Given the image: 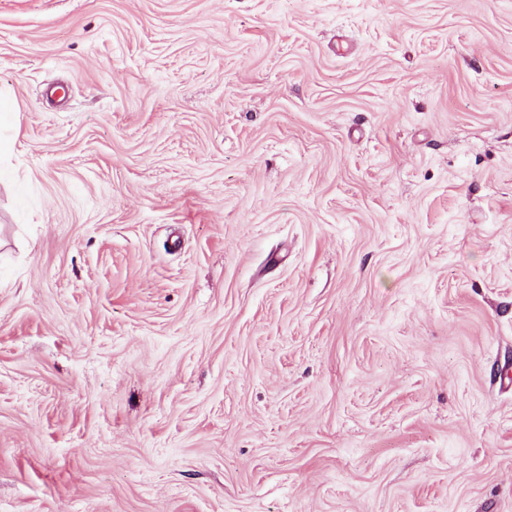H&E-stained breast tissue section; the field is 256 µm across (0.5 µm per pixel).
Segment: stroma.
I'll return each instance as SVG.
<instances>
[{
    "instance_id": "obj_1",
    "label": "stroma",
    "mask_w": 512,
    "mask_h": 512,
    "mask_svg": "<svg viewBox=\"0 0 512 512\" xmlns=\"http://www.w3.org/2000/svg\"><path fill=\"white\" fill-rule=\"evenodd\" d=\"M0 512H512V0H0Z\"/></svg>"
}]
</instances>
